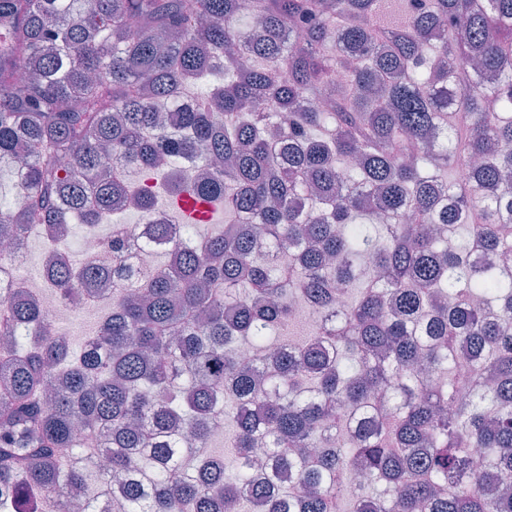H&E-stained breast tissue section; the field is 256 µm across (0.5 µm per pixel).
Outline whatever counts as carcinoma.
Masks as SVG:
<instances>
[{
	"label": "carcinoma",
	"instance_id": "obj_1",
	"mask_svg": "<svg viewBox=\"0 0 512 512\" xmlns=\"http://www.w3.org/2000/svg\"><path fill=\"white\" fill-rule=\"evenodd\" d=\"M250 15L0 0V162L23 158L25 198L0 238L41 237L67 305L123 272L74 263L67 218L94 233L114 203L157 209L122 165L228 220L154 225L164 261L127 274L78 350L21 281L0 291V512L85 493L97 457L127 476L120 512H512V0ZM299 302L318 321L297 340ZM228 422L230 474L202 453ZM96 482L82 512L112 501Z\"/></svg>",
	"mask_w": 512,
	"mask_h": 512
}]
</instances>
